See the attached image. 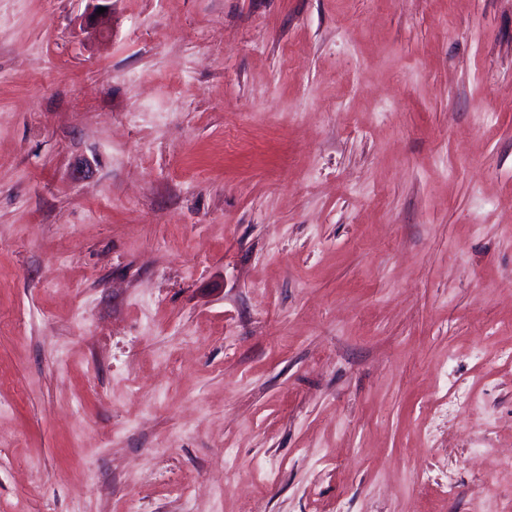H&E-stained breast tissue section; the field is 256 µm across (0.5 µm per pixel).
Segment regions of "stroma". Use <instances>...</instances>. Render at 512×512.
Here are the masks:
<instances>
[{
	"label": "stroma",
	"instance_id": "obj_1",
	"mask_svg": "<svg viewBox=\"0 0 512 512\" xmlns=\"http://www.w3.org/2000/svg\"><path fill=\"white\" fill-rule=\"evenodd\" d=\"M88 8L0 0V512H512V0Z\"/></svg>",
	"mask_w": 512,
	"mask_h": 512
}]
</instances>
